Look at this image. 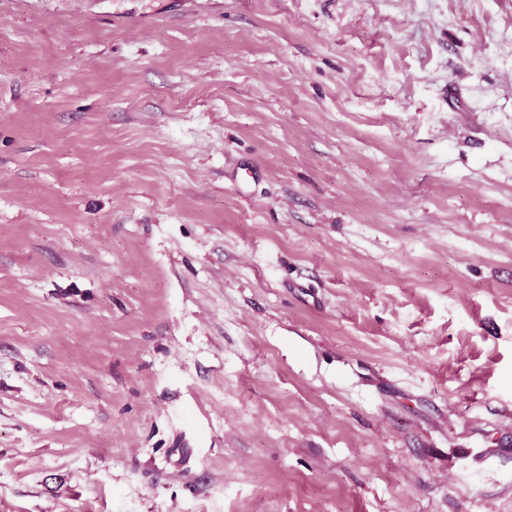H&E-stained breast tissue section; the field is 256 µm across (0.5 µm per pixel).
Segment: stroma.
Wrapping results in <instances>:
<instances>
[{"instance_id": "1", "label": "stroma", "mask_w": 512, "mask_h": 512, "mask_svg": "<svg viewBox=\"0 0 512 512\" xmlns=\"http://www.w3.org/2000/svg\"><path fill=\"white\" fill-rule=\"evenodd\" d=\"M0 512H512V0H0Z\"/></svg>"}]
</instances>
